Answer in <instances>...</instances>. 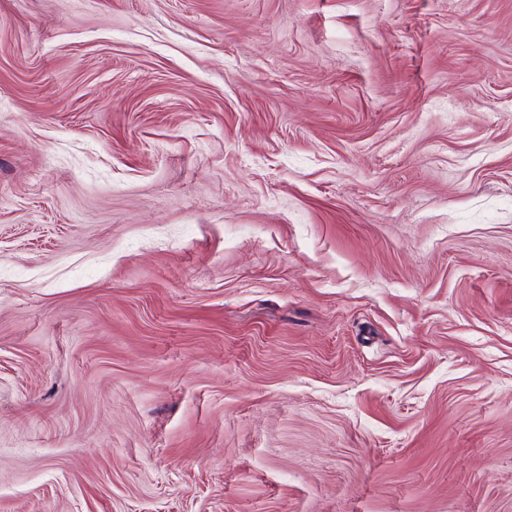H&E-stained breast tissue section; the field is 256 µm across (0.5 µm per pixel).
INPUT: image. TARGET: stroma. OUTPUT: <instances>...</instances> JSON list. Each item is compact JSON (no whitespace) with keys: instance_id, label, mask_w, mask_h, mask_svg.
I'll list each match as a JSON object with an SVG mask.
<instances>
[{"instance_id":"35a3bbf8","label":"stroma","mask_w":512,"mask_h":512,"mask_svg":"<svg viewBox=\"0 0 512 512\" xmlns=\"http://www.w3.org/2000/svg\"><path fill=\"white\" fill-rule=\"evenodd\" d=\"M0 512H512V0H0Z\"/></svg>"}]
</instances>
